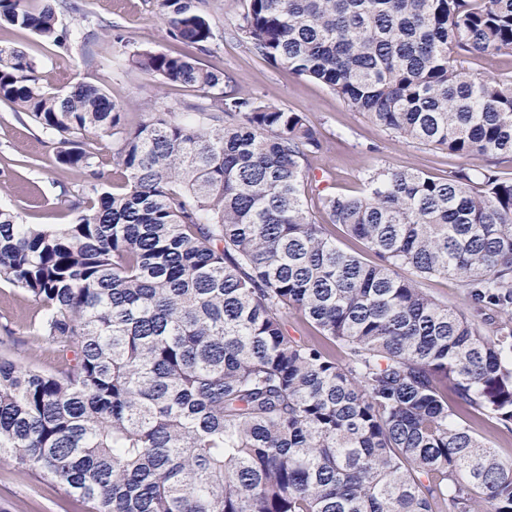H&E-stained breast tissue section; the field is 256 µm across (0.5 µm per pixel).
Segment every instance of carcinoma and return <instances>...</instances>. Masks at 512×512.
I'll return each mask as SVG.
<instances>
[{"label":"carcinoma","mask_w":512,"mask_h":512,"mask_svg":"<svg viewBox=\"0 0 512 512\" xmlns=\"http://www.w3.org/2000/svg\"><path fill=\"white\" fill-rule=\"evenodd\" d=\"M157 2L175 40L209 49L200 0ZM69 9L0 0V22L65 49ZM234 34L404 140L512 156V75L469 66L512 56V0H249ZM132 64L224 84L190 55ZM0 101L59 137L85 204L58 229L0 208V283L38 305L33 343L58 363L0 355L1 463L92 512H512V460L458 414L512 426V178L374 168L361 193L320 196L322 223L301 165L316 131L251 92L127 128L111 94L49 90L0 45ZM77 135L117 136L120 185ZM293 314L320 338L290 336ZM422 287L426 288V291L432 297L442 303L458 308L465 307V299L462 290L453 280L432 278L423 281Z\"/></svg>","instance_id":"obj_1"}]
</instances>
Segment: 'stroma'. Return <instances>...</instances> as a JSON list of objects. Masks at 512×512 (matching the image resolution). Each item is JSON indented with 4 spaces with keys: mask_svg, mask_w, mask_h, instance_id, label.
<instances>
[{
    "mask_svg": "<svg viewBox=\"0 0 512 512\" xmlns=\"http://www.w3.org/2000/svg\"><path fill=\"white\" fill-rule=\"evenodd\" d=\"M80 12L60 13L59 29L74 33L68 49L57 48L30 32L0 25V44L24 48L38 64L43 86L64 89L85 83L111 93L123 107V121L133 126L156 110L185 111L204 103L206 92L164 83L132 67L130 52L151 49L186 53L171 38L156 0H78ZM247 8V0H203L214 38L196 59L204 68L223 74L225 88L254 93L262 102L306 115L317 132L320 150L303 167L317 180L318 193L353 194L361 188L365 170L378 166H414L441 177L461 165L492 166L512 177V157L485 155L461 158L446 149L395 137L351 109L320 83L290 75L253 54L232 34ZM121 35L125 47L113 43ZM56 141L27 112L0 102V206L19 214L25 224H69L76 217L69 204L79 195V179L56 161ZM33 164L23 168L22 157ZM36 306L20 289L0 284V343L12 359L53 370L56 359L36 349L29 332ZM88 504L69 498L56 487L0 464V512H89Z\"/></svg>",
    "mask_w": 512,
    "mask_h": 512,
    "instance_id": "1",
    "label": "stroma"
}]
</instances>
